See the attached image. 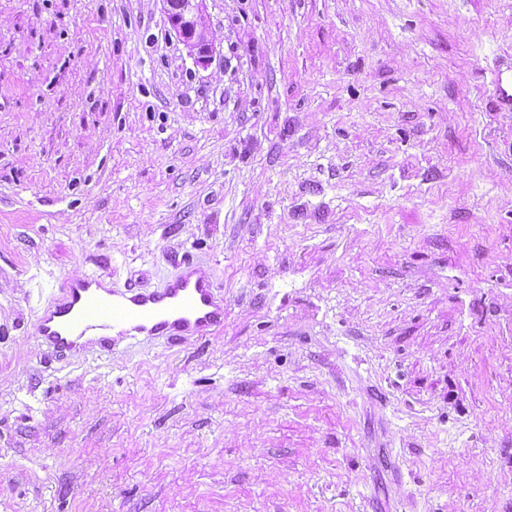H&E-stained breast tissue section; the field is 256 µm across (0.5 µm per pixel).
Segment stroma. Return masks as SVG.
<instances>
[{
	"mask_svg": "<svg viewBox=\"0 0 512 512\" xmlns=\"http://www.w3.org/2000/svg\"><path fill=\"white\" fill-rule=\"evenodd\" d=\"M0 0V512H512V0ZM224 329L57 360L64 278ZM176 1V2H173ZM177 37L197 66H208L214 45L204 10L205 0H162Z\"/></svg>",
	"mask_w": 512,
	"mask_h": 512,
	"instance_id": "obj_1",
	"label": "stroma"
}]
</instances>
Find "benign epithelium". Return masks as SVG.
I'll return each mask as SVG.
<instances>
[{"label":"benign epithelium","instance_id":"obj_1","mask_svg":"<svg viewBox=\"0 0 512 512\" xmlns=\"http://www.w3.org/2000/svg\"><path fill=\"white\" fill-rule=\"evenodd\" d=\"M177 37L198 66L209 65L214 45L204 10L205 0H162Z\"/></svg>","mask_w":512,"mask_h":512}]
</instances>
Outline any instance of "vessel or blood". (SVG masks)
<instances>
[{"instance_id": "obj_1", "label": "vessel or blood", "mask_w": 512, "mask_h": 512, "mask_svg": "<svg viewBox=\"0 0 512 512\" xmlns=\"http://www.w3.org/2000/svg\"><path fill=\"white\" fill-rule=\"evenodd\" d=\"M224 328V298L211 275L193 262L153 290L129 285L103 287L88 274L64 279L38 319L37 334L60 359L143 338H206Z\"/></svg>"}]
</instances>
